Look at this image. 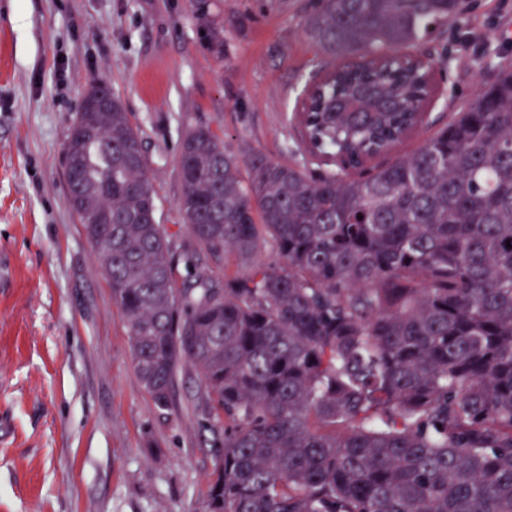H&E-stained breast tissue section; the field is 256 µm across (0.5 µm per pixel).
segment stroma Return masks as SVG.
Listing matches in <instances>:
<instances>
[{
    "mask_svg": "<svg viewBox=\"0 0 512 512\" xmlns=\"http://www.w3.org/2000/svg\"><path fill=\"white\" fill-rule=\"evenodd\" d=\"M0 0V512H206L214 468L201 381L175 383L176 412L143 390L127 328L68 202L65 143L92 80L138 129L179 287L235 260H198L178 208L180 147L208 128L226 153L308 155L295 130L327 59L304 32L317 0ZM224 29L222 49L202 31ZM436 125L512 63V0H471L432 33Z\"/></svg>",
    "mask_w": 512,
    "mask_h": 512,
    "instance_id": "stroma-1",
    "label": "stroma"
}]
</instances>
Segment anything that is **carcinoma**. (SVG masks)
<instances>
[{"mask_svg": "<svg viewBox=\"0 0 512 512\" xmlns=\"http://www.w3.org/2000/svg\"><path fill=\"white\" fill-rule=\"evenodd\" d=\"M464 0H320L341 61L297 115L309 163L242 162L185 135L188 249L245 272L177 287L139 133L86 92L65 144L69 200L101 255L137 378L173 410L200 373L207 512H512V64L414 151L433 61L409 49ZM325 166L316 173L308 164ZM276 260L257 262L261 247Z\"/></svg>", "mask_w": 512, "mask_h": 512, "instance_id": "carcinoma-1", "label": "carcinoma"}]
</instances>
